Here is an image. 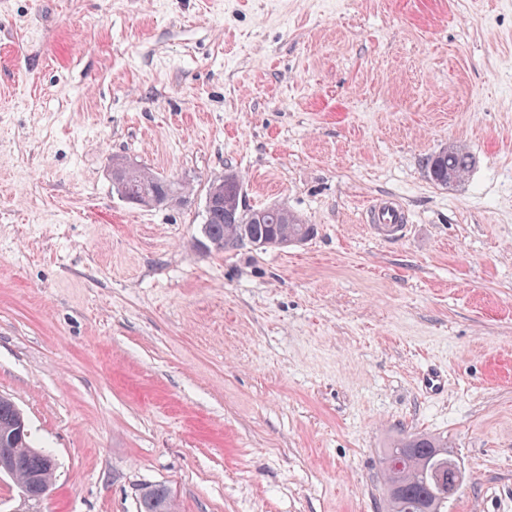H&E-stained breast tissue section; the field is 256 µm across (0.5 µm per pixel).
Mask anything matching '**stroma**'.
<instances>
[{"label": "stroma", "instance_id": "stroma-1", "mask_svg": "<svg viewBox=\"0 0 512 512\" xmlns=\"http://www.w3.org/2000/svg\"><path fill=\"white\" fill-rule=\"evenodd\" d=\"M118 159L180 193L127 203ZM230 171L315 236L202 249ZM0 395L37 512H385L417 432L448 512H512V0H0ZM448 146L430 154L424 164L427 177L442 188H448L463 181L475 165L474 156L464 147L455 144ZM449 174L454 176L448 177ZM455 177L459 179L456 183H454ZM448 183L453 184L448 185ZM368 222L372 232L385 238L402 235L407 222L405 213L398 203L387 200L375 205ZM12 434H15L14 444L0 448V475L12 476L13 473L11 478L24 496L25 509L34 511L49 491L54 472L45 465L47 452L32 444L23 413L10 398L0 396V443L5 435ZM170 491L163 485L147 487L141 495L140 512H173Z\"/></svg>", "mask_w": 512, "mask_h": 512}]
</instances>
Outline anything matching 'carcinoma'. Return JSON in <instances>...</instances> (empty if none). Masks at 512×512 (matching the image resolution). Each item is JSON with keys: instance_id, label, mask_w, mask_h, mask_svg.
Instances as JSON below:
<instances>
[{"instance_id": "cac0c4a2", "label": "carcinoma", "mask_w": 512, "mask_h": 512, "mask_svg": "<svg viewBox=\"0 0 512 512\" xmlns=\"http://www.w3.org/2000/svg\"><path fill=\"white\" fill-rule=\"evenodd\" d=\"M475 165L474 156L465 148L452 144L430 154L425 159L427 177L437 186L448 187V175L464 180ZM124 192L129 195L149 194L175 196L176 185L145 168L135 167L124 177ZM220 196L202 225L204 242L233 249L232 242L245 235L265 246L274 248L286 236L303 241L314 228L284 206L249 209L242 206V193L235 183L214 184ZM15 436L10 445L13 454V480L24 496L26 509L33 510L45 497L52 484L54 472L45 465L46 451L32 444L23 413L9 398L0 396V443L6 436ZM399 458L403 466L386 470L388 489L398 488L396 495L388 494L387 512H445L448 498L442 496L441 486L448 478V441L439 437L411 435L393 442L384 449L383 463ZM140 512H173L170 491L163 485L145 489L140 499Z\"/></svg>"}]
</instances>
